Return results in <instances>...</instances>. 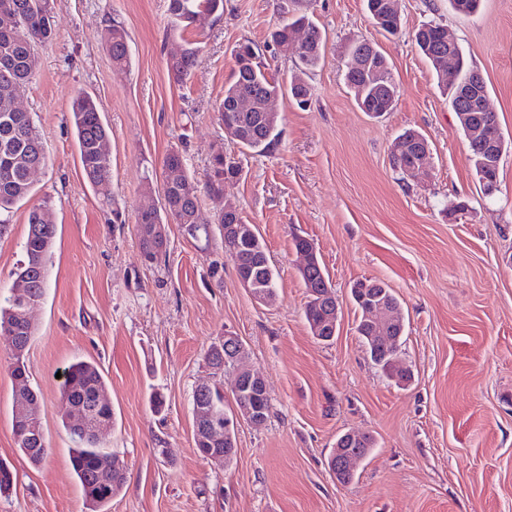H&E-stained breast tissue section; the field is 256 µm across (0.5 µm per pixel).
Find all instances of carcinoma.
Instances as JSON below:
<instances>
[{
  "label": "carcinoma",
  "instance_id": "1",
  "mask_svg": "<svg viewBox=\"0 0 512 512\" xmlns=\"http://www.w3.org/2000/svg\"><path fill=\"white\" fill-rule=\"evenodd\" d=\"M367 10L374 27L395 35L399 33L401 21L389 15L384 0H366ZM53 0H0V15L10 13L17 16L11 28L0 26V62L9 61V66H0V214L10 213L16 204L25 200L31 192L28 179V165L46 164V153H37L34 145L42 144L41 137L28 112L14 110V102L26 88L35 74L38 62V47L45 45L56 37L53 22ZM167 12L173 29L181 25L195 23L192 15L207 17L224 13V0H167ZM306 29L303 44L295 42L294 26ZM441 25L425 23L414 33V42L418 50L432 67L437 82L447 91L450 107L454 110L462 107L457 99L461 85L468 81L475 69L465 62L459 63L456 78H445L446 66L438 65L441 58L448 56V43L442 41ZM272 41L283 55L292 59L295 71L288 81H280L266 71L260 60L258 48L251 42L236 46L234 58L236 69L234 79L224 88V97L217 107L218 122L221 125L236 123L242 132L236 144L254 153L270 151L277 143L278 120L271 117V104L286 97L296 103L311 94L304 76L316 69L324 59L325 42L316 23L307 15L284 16L271 32ZM107 45L112 57V64L118 68H127L131 64L128 47V33L124 27L114 25L108 29ZM203 49L198 42H185L181 52L167 59L169 77L177 84H184L190 79L198 65ZM345 60L344 80L354 93L355 100L364 112L380 116L393 110L396 101V85L390 72V66L384 55L377 49H371L362 40L352 41L342 46ZM252 100L249 112L230 111L229 102L238 97ZM71 118L75 130L82 173L89 184L105 190L111 182V160L98 153L97 143L108 136V127L104 124L97 101L87 93H80L73 98ZM461 130L468 142L470 157L475 174L484 173L487 179L499 176L501 156L489 157L484 154L469 128ZM428 139L414 131H406L394 141V147H402L403 159L413 162L416 144L426 143ZM233 164L236 174H241L240 163L233 157H224V150L214 153L210 162L205 191L213 196L224 193V162ZM175 166L183 171V177L176 183L162 187V202L159 206L139 209L136 224H190L199 237L209 240L214 236L224 238L225 215L215 213L205 216L200 208L199 184L186 172L182 154L177 150L169 151L162 167ZM237 223L246 226L247 235L237 241H223L222 247L227 254H236L235 269L251 276L256 286L276 294V274L270 263L264 243L256 225L250 224L238 215ZM28 233L24 243L25 258L15 273L12 289H23L30 299L41 300L48 286V260L51 255L53 239L56 234L50 209L47 206L35 207L28 213ZM304 285L317 288H334L323 263L311 267L301 275ZM351 290L366 291L374 297L383 295L387 301L399 304L392 289L377 280H360L353 284ZM23 299L7 296L0 302V328L5 321H15L18 335L32 339L35 328L31 327L21 316ZM326 310L323 305L307 302L304 317L309 328L313 329L323 321ZM383 329L370 326L359 319L357 333L361 337L371 361L380 367L387 378L397 385L409 381L410 375L403 366L392 361V357L380 350L374 337ZM60 401L70 398H89L95 391L106 389V382L99 367L89 361L78 360L68 365L63 372ZM205 404L219 418L224 419V392L216 383L211 385L203 395ZM63 424L69 432L73 444L70 456L71 466L84 491L85 499L92 506L102 508L112 497L122 490L126 476L124 466H119L107 480H102L97 472V460L108 455L101 442L86 436L68 421L67 413L59 410ZM336 443L337 457L349 454L366 455L369 449L358 443H352L338 437ZM21 453L33 463L42 462L47 456L46 442L30 445H18Z\"/></svg>",
  "mask_w": 512,
  "mask_h": 512
}]
</instances>
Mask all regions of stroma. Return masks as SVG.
<instances>
[{
	"mask_svg": "<svg viewBox=\"0 0 512 512\" xmlns=\"http://www.w3.org/2000/svg\"><path fill=\"white\" fill-rule=\"evenodd\" d=\"M289 0H224L201 28L172 31L166 0H56L57 37L39 47L20 105L43 139L47 164L0 233V294L24 259L28 212L49 204L56 236L48 288L32 311L28 383L39 395L46 459L31 464L13 435L19 387L0 344V463L14 487L0 512H89L58 414L57 372L82 359L106 378L113 417L103 446L126 482L104 512H512V151L498 189L486 195L467 141L412 36L442 24L484 77L505 138L512 139V0H482L464 18L448 0H398L401 31L380 33L365 0H304L326 38L325 59L307 82L306 108L280 101V135L264 154L239 152L217 120L234 77L233 48L251 41L276 78L294 65L270 40ZM122 25L132 64L113 67L105 30ZM376 43L397 84L392 112L373 118L344 83L341 44ZM203 46L186 85L166 59L182 41ZM97 99L110 132L108 193L84 178L71 101ZM431 143L424 173L401 179L390 158L405 130ZM242 173L213 212L232 203L255 224L278 272L271 304L238 282L220 241L201 249L169 227L159 263L141 259L136 209L145 184L160 199L162 160L172 149L196 180L217 148ZM313 240L335 287L341 322L334 340L304 320L307 290L294 237ZM398 296L406 331L398 357L412 379L399 387L371 361L356 332L349 290L361 279ZM240 336L265 379V423L239 424L234 460L220 466L194 444L193 392L211 381L205 353L224 332ZM165 400L161 412L152 394ZM349 431L376 440L353 481L328 466Z\"/></svg>",
	"mask_w": 512,
	"mask_h": 512,
	"instance_id": "1",
	"label": "stroma"
}]
</instances>
